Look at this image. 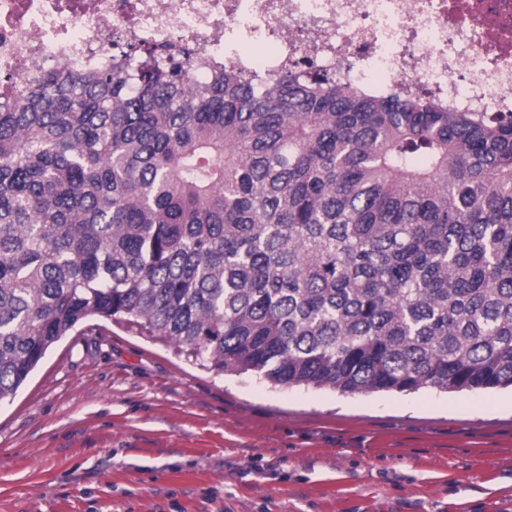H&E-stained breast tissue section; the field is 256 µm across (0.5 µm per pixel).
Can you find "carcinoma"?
<instances>
[{"mask_svg":"<svg viewBox=\"0 0 512 512\" xmlns=\"http://www.w3.org/2000/svg\"><path fill=\"white\" fill-rule=\"evenodd\" d=\"M205 70L0 106V402L100 318L282 387H512V113Z\"/></svg>","mask_w":512,"mask_h":512,"instance_id":"cac0c4a2","label":"carcinoma"}]
</instances>
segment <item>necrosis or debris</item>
<instances>
[{"mask_svg":"<svg viewBox=\"0 0 512 512\" xmlns=\"http://www.w3.org/2000/svg\"><path fill=\"white\" fill-rule=\"evenodd\" d=\"M143 48L250 76L311 64L373 93L512 112V0H0V102Z\"/></svg>","mask_w":512,"mask_h":512,"instance_id":"4bbe7bcc","label":"necrosis or debris"}]
</instances>
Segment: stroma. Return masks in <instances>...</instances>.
Returning a JSON list of instances; mask_svg holds the SVG:
<instances>
[{"label": "stroma", "instance_id": "35a3bbf8", "mask_svg": "<svg viewBox=\"0 0 512 512\" xmlns=\"http://www.w3.org/2000/svg\"><path fill=\"white\" fill-rule=\"evenodd\" d=\"M0 402V512H512V390L343 395L106 319Z\"/></svg>", "mask_w": 512, "mask_h": 512}]
</instances>
